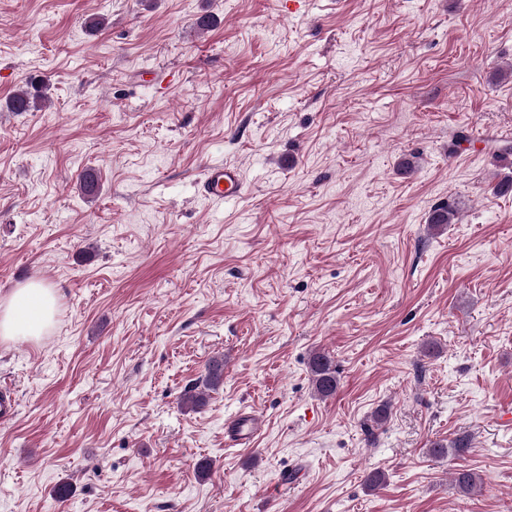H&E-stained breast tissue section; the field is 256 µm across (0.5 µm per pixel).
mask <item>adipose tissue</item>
Here are the masks:
<instances>
[{
	"label": "adipose tissue",
	"mask_w": 512,
	"mask_h": 512,
	"mask_svg": "<svg viewBox=\"0 0 512 512\" xmlns=\"http://www.w3.org/2000/svg\"><path fill=\"white\" fill-rule=\"evenodd\" d=\"M57 291L39 281L0 296V340H36L44 336L56 311Z\"/></svg>",
	"instance_id": "ef3b65f1"
}]
</instances>
